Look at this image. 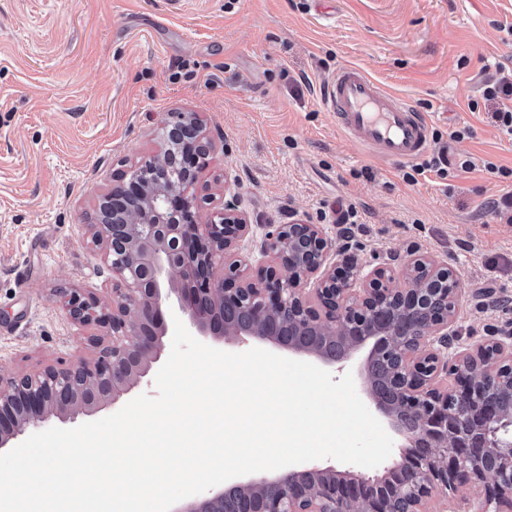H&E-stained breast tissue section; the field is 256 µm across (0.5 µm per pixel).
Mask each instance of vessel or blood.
Masks as SVG:
<instances>
[{
  "instance_id": "1",
  "label": "vessel or blood",
  "mask_w": 512,
  "mask_h": 512,
  "mask_svg": "<svg viewBox=\"0 0 512 512\" xmlns=\"http://www.w3.org/2000/svg\"><path fill=\"white\" fill-rule=\"evenodd\" d=\"M321 102L345 133L385 159L412 163L429 148V118L358 66L337 69Z\"/></svg>"
}]
</instances>
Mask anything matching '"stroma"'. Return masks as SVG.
<instances>
[{"label": "stroma", "mask_w": 512, "mask_h": 512, "mask_svg": "<svg viewBox=\"0 0 512 512\" xmlns=\"http://www.w3.org/2000/svg\"><path fill=\"white\" fill-rule=\"evenodd\" d=\"M506 23L512 0H0V371L92 356L98 327L57 291L110 303L89 225L115 176L159 152L172 112L198 113L214 144L202 214L232 204L256 237L320 225L368 270L437 256L465 290L458 344L512 338V224L486 210L512 187L497 173L512 137L482 97L512 78ZM347 64L429 116V156L475 168L412 183L349 138L321 103ZM342 204L356 224L337 223Z\"/></svg>", "instance_id": "35a3bbf8"}]
</instances>
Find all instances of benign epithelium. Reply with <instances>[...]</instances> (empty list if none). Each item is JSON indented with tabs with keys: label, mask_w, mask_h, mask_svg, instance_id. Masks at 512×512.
Masks as SVG:
<instances>
[{
	"label": "benign epithelium",
	"mask_w": 512,
	"mask_h": 512,
	"mask_svg": "<svg viewBox=\"0 0 512 512\" xmlns=\"http://www.w3.org/2000/svg\"><path fill=\"white\" fill-rule=\"evenodd\" d=\"M168 148L114 180L90 225L112 269V304L59 289L73 321L96 324L93 361L0 372V447L49 419L116 402L161 356L173 300L190 328L226 344H269L343 369L392 362L396 397L367 400L406 451L380 476L313 466L236 484L240 512H512V341L460 346L453 326L464 293L455 269L410 251L370 271L330 258L318 224H267L255 279L247 217L231 208L203 218L196 192L213 150L199 117L175 112ZM287 327L296 336L283 340ZM451 375L454 386L441 384ZM462 487L475 496L448 497ZM225 491L179 512H216Z\"/></svg>",
	"instance_id": "7a95c632"
}]
</instances>
